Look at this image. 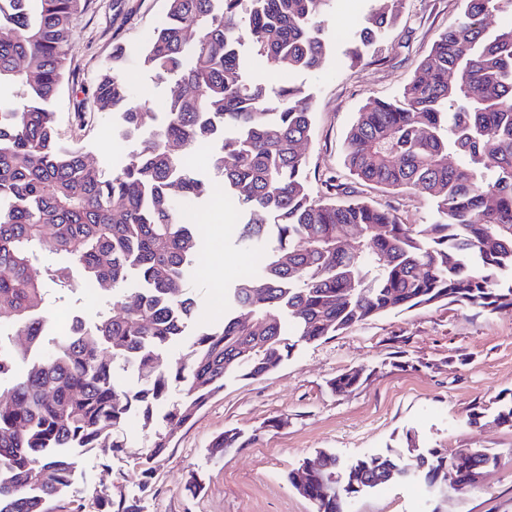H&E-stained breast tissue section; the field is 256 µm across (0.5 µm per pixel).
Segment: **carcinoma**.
<instances>
[{
  "instance_id": "obj_1",
  "label": "carcinoma",
  "mask_w": 512,
  "mask_h": 512,
  "mask_svg": "<svg viewBox=\"0 0 512 512\" xmlns=\"http://www.w3.org/2000/svg\"><path fill=\"white\" fill-rule=\"evenodd\" d=\"M400 0H373L347 49L357 65L399 23ZM0 11V512H49L73 485L69 448L106 456L125 444L130 411L151 433L144 463L222 388L229 374L259 378L289 355L285 324L314 342L371 319L438 303L512 308V25L491 29L490 14L512 0H464L457 24L440 33L411 80L393 98L359 110L344 141V167L361 185L417 193L433 204L428 224H405L394 210L349 194L331 176L311 195L304 145L315 106L300 85L270 92L245 75L238 30L283 72L321 69L331 0H166L165 21L141 61L175 78L163 117L135 100L122 77L125 47L96 76L93 101L112 113L118 135L139 141L111 172L61 137L47 108L70 73L72 23L87 0H11ZM214 148L215 173L245 219L237 242L264 249L260 269L224 297V319L200 332L171 364L158 351L184 335L196 302L186 295L198 242L180 198L207 192L188 164ZM456 162L448 164V158ZM60 256L35 266L44 250ZM81 282L120 298L122 314L75 316L70 335L49 331L46 283ZM24 337L18 344L14 337ZM139 385L121 384L126 367ZM27 369L14 375L18 362ZM352 368L332 380L344 393L362 381ZM181 397L167 403L171 383ZM431 484L446 479L448 457L421 453ZM452 488L466 490L496 457L460 454ZM319 456L288 475L316 512H345L349 498L408 476L398 458L348 463ZM95 512H138L99 490Z\"/></svg>"
}]
</instances>
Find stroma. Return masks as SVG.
Returning a JSON list of instances; mask_svg holds the SVG:
<instances>
[{
  "label": "stroma",
  "instance_id": "stroma-1",
  "mask_svg": "<svg viewBox=\"0 0 512 512\" xmlns=\"http://www.w3.org/2000/svg\"><path fill=\"white\" fill-rule=\"evenodd\" d=\"M370 0H333L326 22L331 45L321 70L276 72L272 64L242 41L249 78L268 88L303 86L315 98V122L306 146L309 187L322 195L324 181L350 177L342 145L358 110L369 99L397 95L437 36L459 19L462 0H401L398 26L351 66L345 52L357 20ZM165 18V0H89L73 22L69 46L71 74L51 104L63 137L76 139L88 159L105 170L119 167L137 144L119 139L117 122L96 111L91 91L108 65L114 43H123L129 60L124 77L136 100L163 113L172 81L159 79L140 60V51ZM91 113L88 126L74 115ZM212 150L196 149L193 170L207 182L196 201L192 231L201 247L193 261L187 293L197 311L184 338L224 317V291L235 287L260 264L259 250L236 243L242 220L236 201L224 194L214 173ZM358 195L397 211L408 224H424L431 206L416 195L384 193L356 186ZM100 294L76 286L65 297H51L52 321L74 314L94 320ZM367 379L353 390L333 392L329 382L354 367ZM512 393V309L485 311L464 304H436L382 316L315 343L294 342L274 372L247 379L225 378L223 389L183 426L170 448L152 463L144 478L136 452L150 435L138 412L119 431L124 449L104 458L97 451L71 449L74 484L58 498L54 512H93V489L137 504L141 512H314L312 504L288 483L287 475L304 460L326 453L340 464L359 458L406 451L415 436L420 452L434 449L453 457L485 448L497 457L483 479L465 491L430 487L417 499L409 484L393 481L350 500L352 512H512V428L490 423L501 396ZM480 422H472L473 414ZM239 434L236 447L213 452L224 431ZM415 481H422L416 472Z\"/></svg>",
  "mask_w": 512,
  "mask_h": 512
}]
</instances>
